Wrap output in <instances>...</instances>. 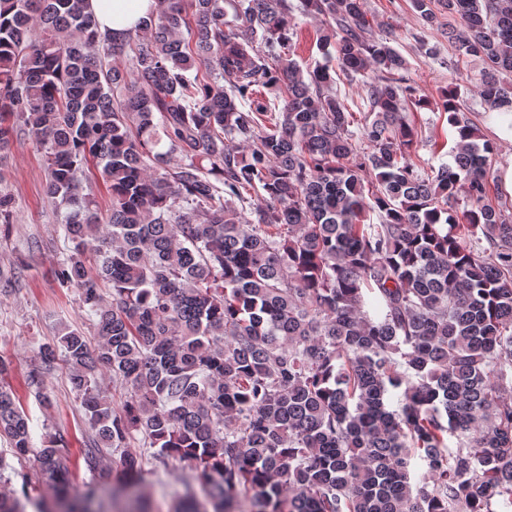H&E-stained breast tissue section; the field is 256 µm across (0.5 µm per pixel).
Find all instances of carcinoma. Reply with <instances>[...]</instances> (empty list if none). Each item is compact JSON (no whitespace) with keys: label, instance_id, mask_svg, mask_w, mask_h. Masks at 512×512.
Instances as JSON below:
<instances>
[{"label":"carcinoma","instance_id":"cac0c4a2","mask_svg":"<svg viewBox=\"0 0 512 512\" xmlns=\"http://www.w3.org/2000/svg\"><path fill=\"white\" fill-rule=\"evenodd\" d=\"M411 3L486 63L488 111L511 109L512 0ZM296 9L327 24L306 74ZM369 29L364 0H156L116 40L87 0H0V163L21 139L44 154L73 244L57 279L98 337L63 329L25 383L64 362L93 433L85 465L118 453L123 476L71 494L64 438L32 447L0 358V437L35 475L16 495L0 455V512L144 497L137 441L192 471L176 512H512V216L489 199L494 146L450 86L451 161L408 162L403 111L427 101L392 33ZM335 66L366 78L367 110L333 92ZM93 169L104 214L84 192ZM14 213L0 190V223ZM104 372L126 385L118 405ZM42 482L52 499L33 495Z\"/></svg>","mask_w":512,"mask_h":512}]
</instances>
